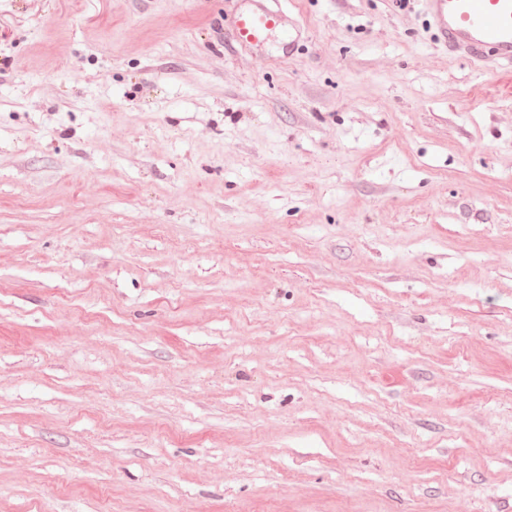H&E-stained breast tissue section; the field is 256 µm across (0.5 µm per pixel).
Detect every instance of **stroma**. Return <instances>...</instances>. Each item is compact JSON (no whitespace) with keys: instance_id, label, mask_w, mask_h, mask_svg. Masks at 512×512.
Here are the masks:
<instances>
[{"instance_id":"35a3bbf8","label":"stroma","mask_w":512,"mask_h":512,"mask_svg":"<svg viewBox=\"0 0 512 512\" xmlns=\"http://www.w3.org/2000/svg\"><path fill=\"white\" fill-rule=\"evenodd\" d=\"M235 8L0 0V512H512V76ZM231 17L233 36L238 45L262 48L269 37L283 27L285 15L279 0H239ZM247 4L248 6H243Z\"/></svg>"}]
</instances>
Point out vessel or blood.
<instances>
[{
  "instance_id": "obj_1",
  "label": "vessel or blood",
  "mask_w": 512,
  "mask_h": 512,
  "mask_svg": "<svg viewBox=\"0 0 512 512\" xmlns=\"http://www.w3.org/2000/svg\"><path fill=\"white\" fill-rule=\"evenodd\" d=\"M438 42L450 55L496 73H512V0H423ZM280 0H243L231 17L238 45L262 48L283 27Z\"/></svg>"
}]
</instances>
